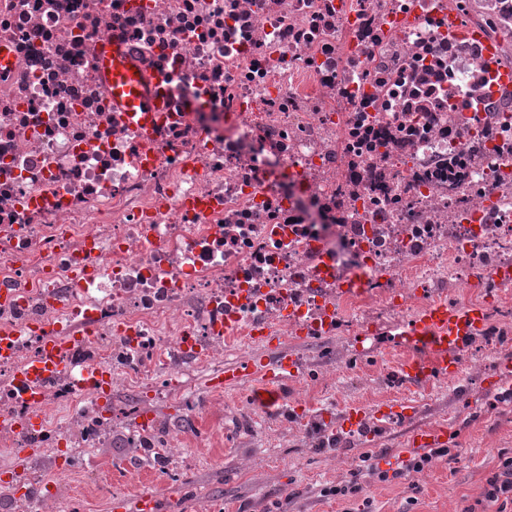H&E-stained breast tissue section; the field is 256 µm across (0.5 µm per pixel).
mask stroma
<instances>
[{
    "label": "stroma",
    "instance_id": "stroma-1",
    "mask_svg": "<svg viewBox=\"0 0 512 512\" xmlns=\"http://www.w3.org/2000/svg\"><path fill=\"white\" fill-rule=\"evenodd\" d=\"M386 336L374 337L368 361L353 366L355 339L298 341L282 337V346L301 365L319 375L309 382L295 377L284 389L285 402L302 401L314 417L338 424L346 406L364 407L397 398L416 402L410 423L395 421L371 441L339 434L333 448H320L302 421L283 424L276 414L263 417L260 430L239 426L255 379L211 391V377L224 365L262 355V348L226 347L210 365L183 377L180 392L157 396L122 384L112 390V438L97 449L95 473L76 472L58 486L47 512H115L118 500L154 493L160 512H500L485 501L488 479L504 458L512 456V403L503 401L492 381L499 363L512 357V334L480 337L461 355L462 371L452 378H433L411 387L395 384L393 373L402 350L388 347ZM210 396L200 414L188 402ZM137 402L153 423L167 424L175 443L188 448L190 460L173 473L142 467L127 475L129 460L121 438L129 423L125 407ZM439 424L448 429L449 453L421 472L386 470L381 460L406 446L412 424ZM372 454L370 466L360 458ZM358 482L357 494L329 495V488Z\"/></svg>",
    "mask_w": 512,
    "mask_h": 512
}]
</instances>
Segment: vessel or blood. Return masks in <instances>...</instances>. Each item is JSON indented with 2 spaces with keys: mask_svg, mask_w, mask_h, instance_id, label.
I'll list each match as a JSON object with an SVG mask.
<instances>
[{
  "mask_svg": "<svg viewBox=\"0 0 512 512\" xmlns=\"http://www.w3.org/2000/svg\"><path fill=\"white\" fill-rule=\"evenodd\" d=\"M101 68L112 85V98L125 111L149 112L153 99L147 97L137 73L122 56L120 49L105 52ZM485 326V308L480 304L465 307L438 302L422 309L413 318L400 325L389 344L400 349L426 351L427 359L402 360L397 373L402 384L417 385L431 377H445L460 371L459 354L476 338ZM257 374L261 382L254 389V397L262 398L268 405H276L282 388L289 378L296 376L297 363L286 353L261 359L256 363L225 367L218 378L219 384L231 386L240 383L245 376ZM413 404L405 400H392L366 408L352 405L346 408L342 427L352 432H366L383 425L387 420L406 421L412 418ZM447 431L441 427L413 428L406 448L389 457L392 466H400L406 458L419 456L444 446Z\"/></svg>",
  "mask_w": 512,
  "mask_h": 512,
  "instance_id": "vessel-or-blood-1",
  "label": "vessel or blood"
}]
</instances>
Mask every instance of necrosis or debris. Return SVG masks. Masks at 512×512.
<instances>
[{"label":"necrosis or debris","instance_id":"obj_1","mask_svg":"<svg viewBox=\"0 0 512 512\" xmlns=\"http://www.w3.org/2000/svg\"><path fill=\"white\" fill-rule=\"evenodd\" d=\"M115 41L155 111L113 108ZM509 50L512 0H0V452L91 464L115 383L167 393L260 327L495 303ZM147 428L156 469L185 457Z\"/></svg>","mask_w":512,"mask_h":512}]
</instances>
